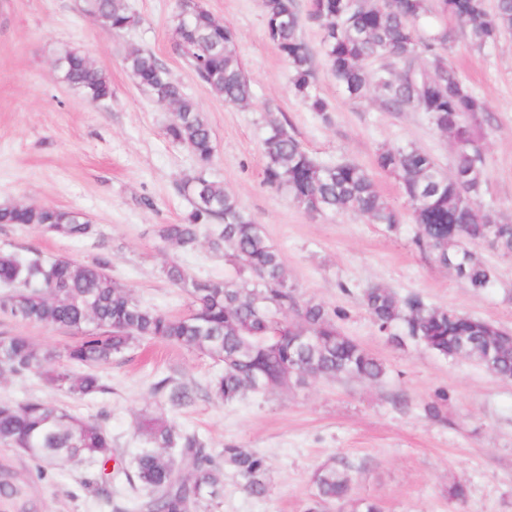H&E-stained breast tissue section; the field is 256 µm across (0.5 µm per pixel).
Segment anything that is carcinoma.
<instances>
[{"instance_id": "obj_1", "label": "carcinoma", "mask_w": 512, "mask_h": 512, "mask_svg": "<svg viewBox=\"0 0 512 512\" xmlns=\"http://www.w3.org/2000/svg\"><path fill=\"white\" fill-rule=\"evenodd\" d=\"M267 34L288 61L292 86L309 109L330 120L328 103L316 92L313 54L302 39L296 0H263ZM82 12L111 33L137 24L126 0H82ZM308 17L322 31V52L338 86L352 99L374 95L389 111L414 109L428 115L448 136L453 163L443 170L427 151L413 145L378 150L377 169L400 183L417 226L416 247L450 269L475 292L490 288L496 269L472 251L487 246L512 256V223L479 208L486 182L481 133L486 102L448 64L453 19L471 46L481 50L512 31V0H311ZM174 36L197 78L228 105H246L252 85L239 59L233 31L202 4L187 0L177 13ZM388 61L392 78L368 69ZM62 82L92 102L112 97L106 74L74 48L57 55ZM126 67L136 84L158 102L174 108L167 138L187 148L196 170L184 175L181 193L191 209L183 222L162 224L160 240L192 251L205 238L224 256L233 274L200 279L180 263L162 267L163 276L192 305L172 316L142 304L107 273L101 256L86 264L39 254L20 256L0 249V313L12 319L64 329L76 341L61 350H41L21 333L0 335V378L41 377L51 388L85 399L107 392L98 368L133 345L160 340L183 346L222 366L210 379L209 394L230 404L248 392H265L310 379L346 378L378 383L386 366L336 324L341 310L304 299L286 275L281 252L262 225L224 188L205 175L215 153L212 130L199 104L172 78L150 50L129 48ZM262 152L267 184L288 194L313 214H353L394 229L401 215L377 190L365 166L315 159L273 112L265 117ZM0 224L51 227L69 239L90 234L78 211L13 203L0 204ZM374 324L397 343L410 340L447 359H467L501 380L512 381V331L421 295L400 296L374 284L363 292ZM173 409L192 403L188 388L163 377L152 385ZM140 434L153 444L135 461L136 476L148 494L138 512H216L224 498V470L232 469L243 488L266 492V464L255 452L226 446L215 453L201 437L161 418H147ZM0 443L35 464L37 479L68 462L112 460V437L96 420L72 414L45 399L0 401ZM354 477L346 468L326 465L312 476L314 492L306 512H328L351 501Z\"/></svg>"}]
</instances>
